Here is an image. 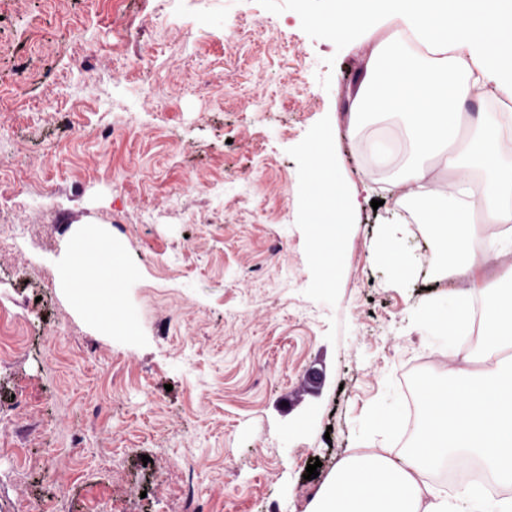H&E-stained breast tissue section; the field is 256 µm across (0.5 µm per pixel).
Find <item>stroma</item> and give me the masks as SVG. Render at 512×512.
Wrapping results in <instances>:
<instances>
[{"label": "stroma", "instance_id": "obj_1", "mask_svg": "<svg viewBox=\"0 0 512 512\" xmlns=\"http://www.w3.org/2000/svg\"><path fill=\"white\" fill-rule=\"evenodd\" d=\"M117 5L131 17L151 8L0 0V279L28 311L0 331L11 347L0 405L25 410L24 426L0 423V512L29 500L43 512H179L189 482L203 512H307L344 457L403 453L373 424L401 412L408 378L444 383L462 362L424 319L432 303L440 320L454 311L436 231L417 203L388 196L384 171L355 162L361 146L344 131L364 49L321 35L315 20L332 0L305 13L267 0L258 40L251 0H209L229 22L223 35L158 16L131 40L112 27ZM144 58L177 70L156 78L157 108L138 113L139 82L115 87L112 71ZM256 63L264 82L249 75ZM205 70L218 81L188 99ZM88 74L109 111L86 97ZM259 97L267 111H254ZM115 126L130 135L109 136ZM316 133L361 199L337 262L317 260L299 218ZM190 176L223 184V198L183 192ZM18 195L26 208H3ZM148 208L158 222L141 223ZM397 218L418 269L398 288L373 255ZM90 226L121 245L93 246L82 262L120 288L115 314L139 308L132 329L101 327L81 311L83 293L59 284L74 234ZM311 368L324 378L316 390ZM315 457L319 475L305 480Z\"/></svg>", "mask_w": 512, "mask_h": 512}]
</instances>
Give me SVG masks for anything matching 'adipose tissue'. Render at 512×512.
I'll use <instances>...</instances> for the list:
<instances>
[{"label": "adipose tissue", "mask_w": 512, "mask_h": 512, "mask_svg": "<svg viewBox=\"0 0 512 512\" xmlns=\"http://www.w3.org/2000/svg\"><path fill=\"white\" fill-rule=\"evenodd\" d=\"M358 6L344 0L336 21L365 54L346 136L356 139L361 121L377 125L365 152L392 169L388 193L420 202L436 228L448 272L463 283L449 331L465 330L471 302L485 301L483 371L453 402L444 387L429 386L413 448L397 460L372 449L346 457L309 512H512L511 498L489 503L485 489L512 484V376L498 361L512 347V263L491 270L486 259L512 247V113L488 109L512 103V47L478 36L511 29L512 17L476 0H385L364 20ZM403 241L392 222L374 251L378 262L396 265L401 284L415 271ZM458 452L483 461L484 480L438 496L428 477Z\"/></svg>", "instance_id": "adipose-tissue-1"}]
</instances>
